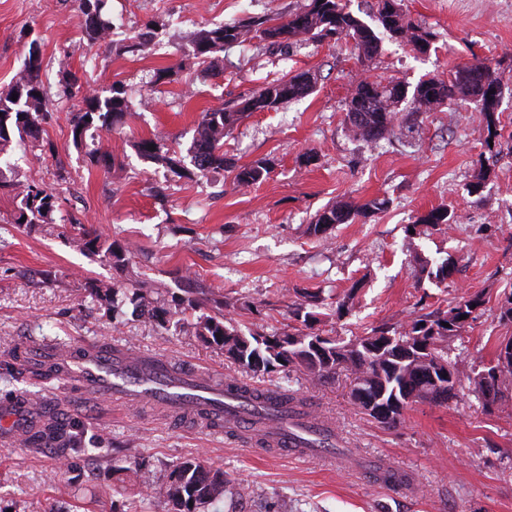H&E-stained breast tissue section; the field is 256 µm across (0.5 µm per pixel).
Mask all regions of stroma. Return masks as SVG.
<instances>
[{
    "label": "stroma",
    "mask_w": 512,
    "mask_h": 512,
    "mask_svg": "<svg viewBox=\"0 0 512 512\" xmlns=\"http://www.w3.org/2000/svg\"><path fill=\"white\" fill-rule=\"evenodd\" d=\"M306 2L106 0L112 35L91 46L74 0H0V92L37 44L50 112L42 147L13 144L0 157V171L40 183L61 203L56 225L24 228L15 222L13 193L0 190V358L23 343H131L186 372L206 369L262 389L296 391L313 418L336 429L329 454L285 455L244 435L204 430L153 403L136 412L57 380L13 378L0 369V406L24 391L37 394L43 404L60 406L64 421L79 422L87 448L63 467L46 449L0 451V512H164L143 497L189 455L207 458L226 479L223 500L202 512H512V398L485 411L467 380L494 362L499 338L512 336V324L498 319L502 291L512 286V157L481 176L482 117L464 100L422 114L415 133L375 146L354 138L344 121L349 90L361 76L413 86L485 62L512 78V0H404L435 34L425 54L386 38L380 55L361 64L345 42L305 43L285 57L253 39L225 47L213 72L193 54L204 27L285 16ZM147 28L154 50L118 53L120 43ZM63 60L82 90L125 92V124L100 133L112 166L91 162L72 144L70 119L82 91L64 89ZM163 68L172 76L152 84ZM302 71L317 78L312 94L249 115L224 139V154L235 164L269 163V177L257 185L235 189L225 170L179 177L134 147L152 137L186 155L202 112L234 107L263 82ZM309 151L317 155L311 164L303 160ZM376 198L385 205L375 214L337 225L325 238L307 234L328 203ZM439 206L462 223L407 239L413 217ZM64 224L129 243L132 269L155 298L181 295L187 275L230 300L226 317L269 333L297 327L294 303L304 289L336 300L356 289L355 308L322 325L325 334L346 340L376 327L402 329L467 293L483 294L485 313L448 341L463 378L455 398L443 406L413 404L388 426L354 402L348 373L325 383L295 370L247 376L224 352L191 333L155 326L132 306L113 316L85 287L91 280L119 285L125 275L72 247L60 234ZM414 250L449 260L448 279L418 280ZM379 464L404 472L413 489L370 479ZM242 487L248 496H239Z\"/></svg>",
    "instance_id": "stroma-1"
}]
</instances>
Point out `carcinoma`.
<instances>
[{
    "mask_svg": "<svg viewBox=\"0 0 512 512\" xmlns=\"http://www.w3.org/2000/svg\"><path fill=\"white\" fill-rule=\"evenodd\" d=\"M83 20V34L88 44L100 42L110 28L103 19L104 0H75ZM375 21L390 39L410 44L414 49H427L435 34L422 27L406 11L402 0H376ZM255 34L268 46L288 50L302 42L324 43L345 41L361 62H370L382 50V40L373 28L362 22L342 4V0H307L305 7L287 18H266L247 23H225L197 33L194 55L210 58L224 51V46L241 42ZM41 56L28 55L15 82L5 93H0V155L8 152L14 134L36 144L42 139L48 112L45 109L44 85L41 79ZM316 78L302 72L290 77L267 81L251 96L233 108H216L202 113L197 136L190 147L191 162L201 173L228 170L233 173L232 185L248 188L262 181L270 172L266 161L237 166L224 155V137L237 124L254 112L276 110L310 95ZM506 83L497 69L485 63L459 66L448 79L430 78L414 88L401 82L371 81L361 78L354 82L346 104L345 122L356 137L376 145L382 139L402 134L403 129L415 128V117L431 112L456 99L476 104L482 114L487 135L492 143L485 144L488 157L481 178H486L503 152L512 154V134L507 145L497 117L499 98ZM17 100H12V97ZM410 101L409 110L401 113L399 106ZM129 112L123 92L112 89V94L100 96L87 92L82 107L71 120L72 143L75 148H88L90 131L109 129ZM138 154L168 168L176 175L185 171L184 160L151 138H142L135 144ZM8 187L19 199L16 224L35 226L56 224L58 198L37 182L9 183L0 179V189ZM385 201L370 200L361 205L345 202L329 204L319 210L308 227L315 235H324L338 224H352L384 207ZM460 216L445 207L433 208L415 218L405 231L420 225L443 230L457 224ZM73 247L88 255L99 256L116 272L128 268V244L96 230L77 227V233L67 236ZM415 267L420 276L444 281L450 271L448 260L436 263L417 252ZM89 295L94 301L110 306L112 315L122 312L126 304L136 311H149L148 321L167 328L173 313L183 314L181 327L206 344L224 351L244 372L264 375L278 370L295 368L319 380L335 377L340 369L351 372L363 391L367 402L377 412L372 417L393 425L399 422L404 410L412 403L427 401L438 405L455 397L460 383V372L448 357V339L462 331L482 314L485 299L480 294H469L415 316L401 332L373 329L363 336L345 342L317 332L321 310L328 306L318 292L302 294L295 311L303 329L296 334L267 333L259 329L242 330L224 316V302L213 300L193 289L172 299V303L154 300L149 289L138 280L128 283V290L91 283ZM465 319H460V316ZM495 366L486 373H476L468 380L485 407L504 399V390L512 384V368L494 375ZM266 400L288 410L301 404L297 392L282 388L265 390ZM21 442L29 448H50L62 462L84 452L78 426L69 430L59 426L55 413L38 406L24 430ZM149 497L165 504L166 512H197L224 497V473L210 470L204 460L188 457L173 465L168 480L154 488Z\"/></svg>",
    "mask_w": 512,
    "mask_h": 512,
    "instance_id": "cac0c4a2",
    "label": "carcinoma"
}]
</instances>
